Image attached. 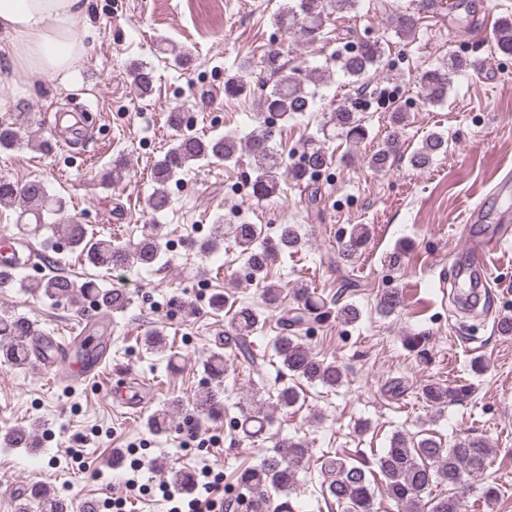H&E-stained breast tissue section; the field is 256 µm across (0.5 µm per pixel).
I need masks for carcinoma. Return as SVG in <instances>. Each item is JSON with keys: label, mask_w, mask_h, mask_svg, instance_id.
Instances as JSON below:
<instances>
[{"label": "carcinoma", "mask_w": 512, "mask_h": 512, "mask_svg": "<svg viewBox=\"0 0 512 512\" xmlns=\"http://www.w3.org/2000/svg\"><path fill=\"white\" fill-rule=\"evenodd\" d=\"M360 0H284L273 16V22L294 31L297 41L310 45L325 38L326 24L331 15L349 14L357 9ZM420 20L419 9L390 14V26L402 41L411 36ZM494 53L512 56V15L499 17L493 28ZM384 43L379 40L360 42V49L353 53L346 48L336 54V65L348 84L357 85L369 76H377L383 68ZM468 61L457 55L448 57L443 65L422 72L420 86L427 103L440 105L448 97L451 78L466 69ZM261 67L274 78L270 91L258 99V111L263 115L283 121L294 120L312 110L315 92L308 84L315 80L314 72L307 74L298 67L281 61L280 53L271 50L253 62L241 61L239 74L224 82V96L237 98L251 91L250 77L255 68ZM133 83L139 95L147 97L154 90L153 71L140 64L131 69ZM364 107L349 100L336 104L328 124L352 144L363 142L368 129L360 112ZM407 113L396 108L390 115V131L381 146L370 156L369 166L376 172H385L400 155L401 136L406 126ZM26 122H0V150H11L23 143ZM280 130L264 122L258 132L241 138L234 131L221 135L179 138L174 146L158 159L153 167L157 188L150 199L153 213L161 214L169 206L166 186L179 172L200 161L227 163L238 161L240 147H245L253 160L255 173L253 193L258 198L272 197L283 192L282 184L292 182L308 190L309 202L319 204V188L315 176L333 163V154L323 140L311 135L305 141L300 162L288 164L276 150V136ZM448 152V139L441 133H430L410 152L407 164L413 170L430 166L433 161ZM19 205L20 215L30 214L33 219L15 225L17 234L36 236L43 230L51 231V237L65 243L73 250L81 251L87 260L106 268H152L166 262V243L157 224L143 233L135 243L96 238L86 225L67 215V206L60 197L49 194L46 185L38 179L20 184L9 177H0V206ZM234 245L243 258L251 279L264 284L262 290L264 308L242 303L233 312L230 325L224 332V347L249 365L257 366L250 337L264 322V310H272L281 304L282 288L265 283L267 271L275 258L294 252L303 245V236L296 224H280L275 237L262 235L254 224H234L230 228ZM370 228L366 224H353L343 238L341 255L353 260L366 246ZM224 243V225H215L213 235L200 245L203 252L214 253ZM356 287L351 281L341 282L336 296L328 300L306 288L295 290L297 306L285 311L281 318L283 332L272 341L274 356L282 371L301 383L320 385L336 390L345 381L343 368L334 361L318 356L299 336V328L310 322H322L336 306L337 318L345 324L356 322L360 313L356 305L344 300L345 292ZM34 290L49 300H64L80 307L89 302L105 316L124 312L129 299L122 293L104 288L89 280L80 281L54 273L46 274L34 285ZM403 305L401 293L396 288L383 291L379 298V312L390 316ZM38 335L34 323L19 313H0V361L10 366H23L30 361L34 350V336ZM209 380L215 382L195 396L197 411L209 418L223 414L224 404L219 389L226 372L224 354L213 352L205 363ZM422 398L436 408L462 401L468 390L440 382H431L421 389ZM300 399L298 386L284 384L276 389L275 408L282 411L294 407ZM180 401L173 400L153 413L149 425L158 432L165 431L179 410ZM271 418L261 406L242 408L237 428L246 440L263 435ZM495 449L483 439L460 440L448 448L434 437L413 440L404 432L397 431L389 439L387 448L377 455L373 465L347 460L339 455L326 456L321 463L323 476L322 493L344 505L346 512H376V493L373 484L381 485L382 495L401 507L403 512H419L425 497H430V512H461V497L455 493L431 496L432 486L445 483L455 487L464 477L483 475ZM307 443L300 439L284 437L267 449L259 463L237 471L236 485L251 495L253 512H297L290 499V492L297 483L299 471L307 459ZM30 496L35 500L37 512H63L59 499L42 486L34 487Z\"/></svg>", "instance_id": "1"}]
</instances>
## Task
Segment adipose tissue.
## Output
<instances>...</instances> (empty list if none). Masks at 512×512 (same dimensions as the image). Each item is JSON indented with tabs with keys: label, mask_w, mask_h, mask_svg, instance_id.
<instances>
[{
	"label": "adipose tissue",
	"mask_w": 512,
	"mask_h": 512,
	"mask_svg": "<svg viewBox=\"0 0 512 512\" xmlns=\"http://www.w3.org/2000/svg\"><path fill=\"white\" fill-rule=\"evenodd\" d=\"M88 0H0V31L9 33L11 81L0 95L36 73L68 74L85 56L80 36Z\"/></svg>",
	"instance_id": "1"
}]
</instances>
